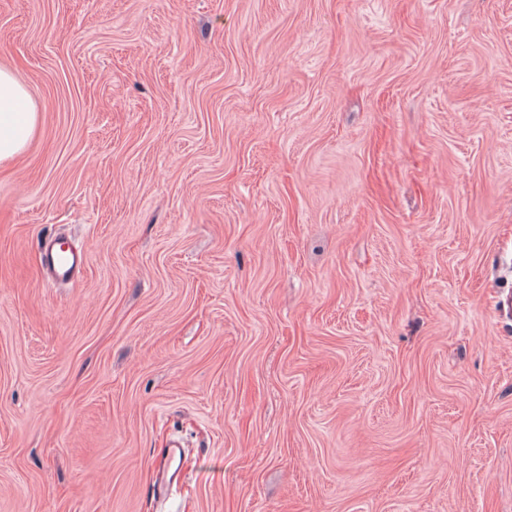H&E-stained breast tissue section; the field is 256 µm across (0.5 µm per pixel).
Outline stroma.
<instances>
[{
	"mask_svg": "<svg viewBox=\"0 0 512 512\" xmlns=\"http://www.w3.org/2000/svg\"><path fill=\"white\" fill-rule=\"evenodd\" d=\"M0 68V512H512V0H0ZM39 122L26 88L7 69L0 68V162L20 155ZM42 270L45 277L55 284L74 282L84 264V253L71 244L64 247L58 238L46 236L40 243Z\"/></svg>",
	"mask_w": 512,
	"mask_h": 512,
	"instance_id": "35a3bbf8",
	"label": "stroma"
}]
</instances>
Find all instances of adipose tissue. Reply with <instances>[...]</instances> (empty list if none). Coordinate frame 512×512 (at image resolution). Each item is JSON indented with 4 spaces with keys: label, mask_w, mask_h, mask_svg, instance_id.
Segmentation results:
<instances>
[{
    "label": "adipose tissue",
    "mask_w": 512,
    "mask_h": 512,
    "mask_svg": "<svg viewBox=\"0 0 512 512\" xmlns=\"http://www.w3.org/2000/svg\"><path fill=\"white\" fill-rule=\"evenodd\" d=\"M39 122L26 88L7 69L0 68V162L20 155Z\"/></svg>",
    "instance_id": "1"
}]
</instances>
